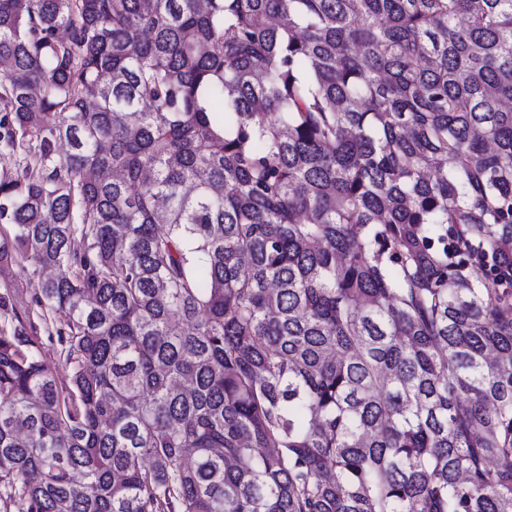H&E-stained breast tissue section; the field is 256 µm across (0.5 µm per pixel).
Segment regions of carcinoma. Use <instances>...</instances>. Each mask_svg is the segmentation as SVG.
I'll return each instance as SVG.
<instances>
[{
  "mask_svg": "<svg viewBox=\"0 0 512 512\" xmlns=\"http://www.w3.org/2000/svg\"><path fill=\"white\" fill-rule=\"evenodd\" d=\"M22 512H512V0H0ZM69 150L53 156L54 145ZM35 266L30 262L18 261L0 269V289L4 286L15 288L20 298L31 302L37 288L40 274L34 271ZM40 309L31 306L30 322H26L29 336L37 342V356L42 364L55 377L58 383L67 384L70 378V367L65 364L62 345L59 341V329L63 328L58 321L47 320L39 314Z\"/></svg>",
  "mask_w": 512,
  "mask_h": 512,
  "instance_id": "cac0c4a2",
  "label": "carcinoma"
}]
</instances>
